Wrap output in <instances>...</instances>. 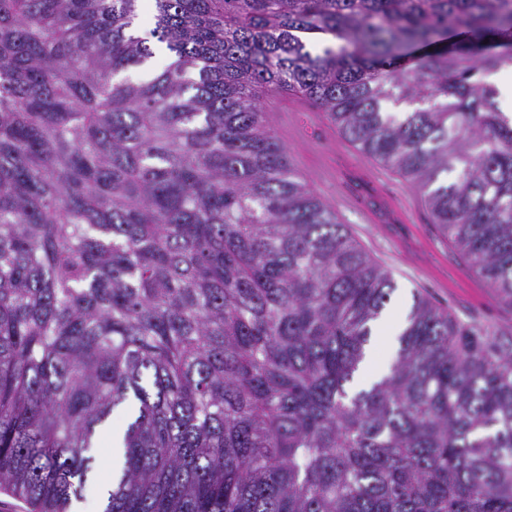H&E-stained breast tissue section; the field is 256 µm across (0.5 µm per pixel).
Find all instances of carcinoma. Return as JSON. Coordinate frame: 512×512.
<instances>
[{
	"label": "carcinoma",
	"instance_id": "obj_1",
	"mask_svg": "<svg viewBox=\"0 0 512 512\" xmlns=\"http://www.w3.org/2000/svg\"><path fill=\"white\" fill-rule=\"evenodd\" d=\"M139 16L0 0V488L69 512L126 404L104 512H512V326L419 298L349 393L395 285L259 103L308 97L511 308L512 0H153L174 61L118 81Z\"/></svg>",
	"mask_w": 512,
	"mask_h": 512
}]
</instances>
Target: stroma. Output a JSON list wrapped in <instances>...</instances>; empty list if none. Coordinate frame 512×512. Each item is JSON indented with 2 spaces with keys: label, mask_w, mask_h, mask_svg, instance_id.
I'll return each instance as SVG.
<instances>
[{
  "label": "stroma",
  "mask_w": 512,
  "mask_h": 512,
  "mask_svg": "<svg viewBox=\"0 0 512 512\" xmlns=\"http://www.w3.org/2000/svg\"><path fill=\"white\" fill-rule=\"evenodd\" d=\"M288 149L303 178H310L316 167H333L337 182L320 193L326 203H334L342 187L366 196L377 223L360 224L349 215L340 216L339 221L369 257L392 274L396 289L391 300L403 311H410L422 296L464 321L474 318L512 324V309L498 304L492 289L448 242L425 207H418L407 222L394 217L392 193L412 192L399 173L377 168L375 160L355 144L332 138L319 127L308 137L289 143Z\"/></svg>",
  "instance_id": "35a3bbf8"
}]
</instances>
